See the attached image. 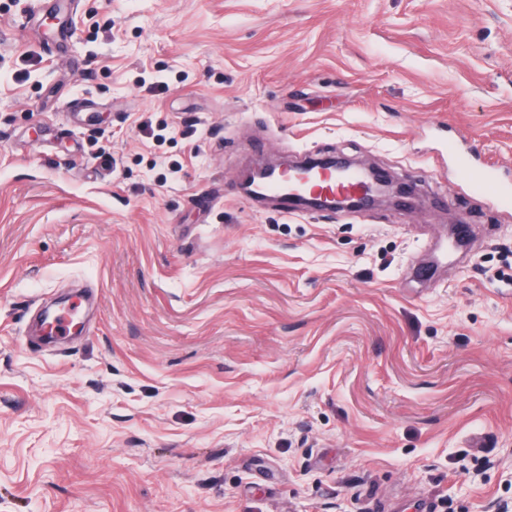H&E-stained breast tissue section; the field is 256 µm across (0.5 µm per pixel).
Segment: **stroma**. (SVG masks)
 I'll return each instance as SVG.
<instances>
[{"mask_svg": "<svg viewBox=\"0 0 512 512\" xmlns=\"http://www.w3.org/2000/svg\"><path fill=\"white\" fill-rule=\"evenodd\" d=\"M319 153L419 205L240 191ZM463 161L512 169V0H0V512L512 508V208ZM373 176L374 192L373 195L367 199V202L361 201L356 196H337L335 201L330 203H324L317 201L312 198H307L301 194H294L292 198L296 202L310 205L313 208L319 209V211H337L343 208H360L364 206L372 205L383 199H390L392 197H398L401 194L410 195L411 192L401 185H397L391 178L386 175L371 172Z\"/></svg>", "mask_w": 512, "mask_h": 512, "instance_id": "1", "label": "stroma"}]
</instances>
